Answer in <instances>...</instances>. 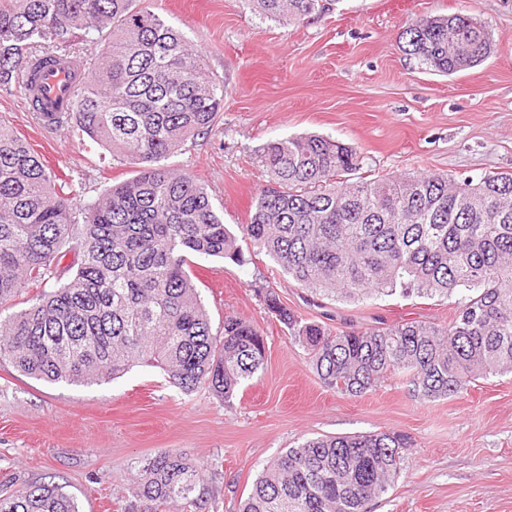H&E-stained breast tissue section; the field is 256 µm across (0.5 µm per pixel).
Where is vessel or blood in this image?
<instances>
[{"mask_svg":"<svg viewBox=\"0 0 512 512\" xmlns=\"http://www.w3.org/2000/svg\"><path fill=\"white\" fill-rule=\"evenodd\" d=\"M90 79L87 64H74L63 56L56 63L40 68L29 77L24 88L29 105L39 112L44 123H54L66 112L79 89Z\"/></svg>","mask_w":512,"mask_h":512,"instance_id":"vessel-or-blood-1","label":"vessel or blood"}]
</instances>
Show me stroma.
I'll return each instance as SVG.
<instances>
[{"mask_svg":"<svg viewBox=\"0 0 512 512\" xmlns=\"http://www.w3.org/2000/svg\"><path fill=\"white\" fill-rule=\"evenodd\" d=\"M147 5L201 49L224 89L212 131L169 164L205 185L233 233L268 183L261 152L274 139L320 134L352 145L370 179L512 172V0H333L296 25L255 13L247 0ZM457 13L489 32L484 62L443 76L405 54L399 36L416 19ZM0 122L84 197L136 172L70 126H44L23 89L0 92ZM192 273L212 327L231 315L263 334V368L227 399L204 386L181 392L145 365L86 384L1 363L0 483L51 480L80 512H128L141 464L176 450L201 468L209 512H239L261 467L303 439L396 432L407 440L401 470L370 512H512L511 373L434 401L414 397L396 375L364 395L341 394L323 385L262 295L274 290L298 316L340 331L445 324L457 297L340 301L300 288L262 254L242 265L199 257Z\"/></svg>","mask_w":512,"mask_h":512,"instance_id":"stroma-1","label":"stroma"}]
</instances>
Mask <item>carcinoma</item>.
<instances>
[{
    "label": "carcinoma",
    "instance_id": "1",
    "mask_svg": "<svg viewBox=\"0 0 512 512\" xmlns=\"http://www.w3.org/2000/svg\"><path fill=\"white\" fill-rule=\"evenodd\" d=\"M248 2L286 24L325 9L323 0ZM104 31L93 79L70 111L77 131L138 171L81 200L0 122V306L28 281L54 283L0 317V362L72 383L143 364L185 393L206 386L228 399L263 367L265 339L238 317L212 330L190 257L241 264L244 254L207 189L168 164L212 130L224 106L202 53L144 0H0V90L11 91L31 63ZM402 39L406 54L444 75L461 71V56L472 68L491 52L489 33L466 14L422 17ZM262 163L269 185L243 236L300 287L350 302L398 289L461 295L444 326L411 320L337 332L266 290L267 310L307 350L325 387L359 396L398 372L431 401L512 372V173L475 183L442 173L343 180L362 167L360 153L320 135L271 141ZM404 447L391 432L306 439L262 468L240 512H368L399 473ZM135 483L134 512L205 505L200 473L180 452L147 459ZM0 512L79 508L62 486L43 482L1 493Z\"/></svg>",
    "mask_w": 512,
    "mask_h": 512
}]
</instances>
